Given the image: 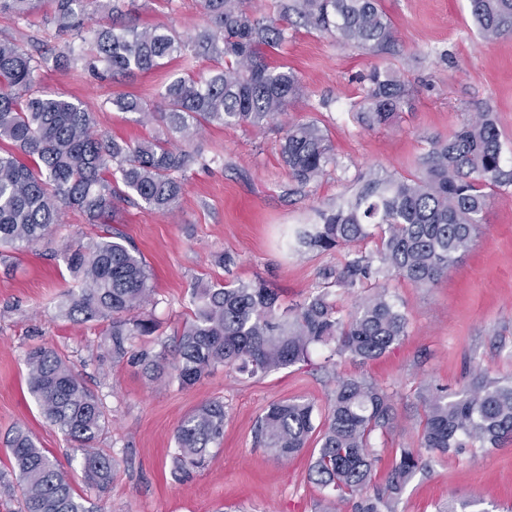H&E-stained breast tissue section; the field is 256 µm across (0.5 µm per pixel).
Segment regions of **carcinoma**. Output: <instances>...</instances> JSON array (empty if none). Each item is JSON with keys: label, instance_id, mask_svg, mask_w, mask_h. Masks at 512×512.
<instances>
[{"label": "carcinoma", "instance_id": "1", "mask_svg": "<svg viewBox=\"0 0 512 512\" xmlns=\"http://www.w3.org/2000/svg\"><path fill=\"white\" fill-rule=\"evenodd\" d=\"M481 36L494 42L512 35V0H469ZM50 7L62 35L86 41L84 17L107 12L112 24L93 31L86 67L100 77L147 73L175 58L206 57L215 62L205 77L191 74L169 81L155 107L135 95L107 100L117 112L160 116L163 135L138 142L117 140L95 130V113L82 102L36 88L48 62L74 61V49L53 58L35 55L12 40H0V247L34 245L62 223L68 208L86 213L94 224L114 221L118 203L141 200L168 214L178 206L183 176L197 161L182 144L205 125L262 128L286 114L302 94L295 72L269 65L266 53L288 41L281 25L295 13L306 26L331 33L344 44L379 51L393 27L378 0H280L279 19L258 17L249 0H202L208 26L182 40L155 29L138 28L123 0H0V12L27 19ZM405 83L396 72L374 69L363 109L369 126L392 123L405 103ZM281 155L301 187L316 180L333 161L331 146L315 121L291 123ZM512 184L501 165L496 117L483 113L448 139L431 142L420 175L375 176L358 183L352 198L319 213L320 223L298 229V243L320 252L335 251L378 237L374 256L356 255L324 273L331 285L352 292L372 278L394 274L417 287L434 284L467 252L479 232L491 191ZM81 285L58 305L77 323L107 320L102 357L128 360L149 379L172 373L189 388L222 366L250 378L305 362L316 345L336 344V353L373 360L406 335L408 319L386 290L364 298L342 317L323 288L287 310L264 283L197 284L194 306L176 341L166 348L133 347L157 324L146 307L155 303L152 275L141 253L117 230L87 242L75 241L63 254ZM29 389L43 416L84 452L82 482L104 491L114 477L112 455L96 448L109 425L101 400L54 347L39 344L25 353ZM425 404L420 445L446 453L484 448L512 438V381L491 379L482 371L450 393L419 391ZM395 393L362 378L338 381L321 427L314 405L289 399L271 404L257 420L255 443L278 459L302 453L316 438L310 475L333 501L355 498L372 480L370 435L390 427ZM224 404L207 402L177 427L175 475L187 480L205 467L210 446L224 436ZM10 472L16 483L0 481L6 491L18 485L23 512H96L47 451L23 428L8 441ZM422 466L411 448L396 451L385 485L356 502L354 512H396L394 504Z\"/></svg>", "mask_w": 512, "mask_h": 512}]
</instances>
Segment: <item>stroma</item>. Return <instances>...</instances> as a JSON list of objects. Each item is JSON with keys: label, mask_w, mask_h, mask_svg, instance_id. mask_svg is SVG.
<instances>
[{"label": "stroma", "mask_w": 512, "mask_h": 512, "mask_svg": "<svg viewBox=\"0 0 512 512\" xmlns=\"http://www.w3.org/2000/svg\"><path fill=\"white\" fill-rule=\"evenodd\" d=\"M380 3L393 27L387 50L371 53L328 33L289 26L287 42L268 54L271 65L292 69L303 86L286 118L260 129H204L188 149L202 154L207 165L187 173L173 214L121 204L115 226L155 278V343L174 347L177 329L191 317L197 282L261 280L289 306L323 286L324 269L357 253L373 255V238L325 253L291 243L297 228L316 223L318 211L350 197L361 179L419 174L431 141L448 138L476 113L496 114L502 167L512 170V35L485 42L469 0ZM133 20L183 39L206 24L200 0L168 6L153 0ZM5 38L52 55L68 45L78 53L86 49L41 14L26 21L0 14V39ZM212 66L204 58L177 59L148 74L101 81L77 62L44 68L39 87L82 101L95 112L98 130L135 142L161 132V123L139 122L137 114L112 110L107 99L131 93L153 105L174 76L205 74ZM376 68L401 76L408 102L392 124L370 127L361 111ZM307 121L325 130L334 161L317 181L301 187L289 175L281 144L285 123ZM102 231L85 213L70 209L43 243L0 250V471L9 469L7 440L22 427L73 480L81 478L80 450L43 418L28 389L25 352L49 343L80 371L109 415L99 446L112 454L119 471L94 498L102 512H319L324 493L309 476L310 453L278 460L254 445V426L271 403L308 400L319 424L340 378L361 376L396 392L391 426L370 440L376 489L384 485L396 449L419 445L420 387L453 392L476 369L512 377V186L495 191L470 250L436 284L418 288L394 275L379 276L408 318L406 335L380 358H337L333 345H317L308 361L266 376L250 378L221 367L185 389L171 378L148 380L127 361H99L105 323L78 324L59 316V302L77 287L64 251L76 239ZM210 400L224 404V437L211 448L203 470L179 480L172 471L176 428ZM422 458L425 466L403 489L396 512H446L465 501L476 502L479 512L512 506V439L495 448L426 450Z\"/></svg>", "instance_id": "obj_1"}]
</instances>
